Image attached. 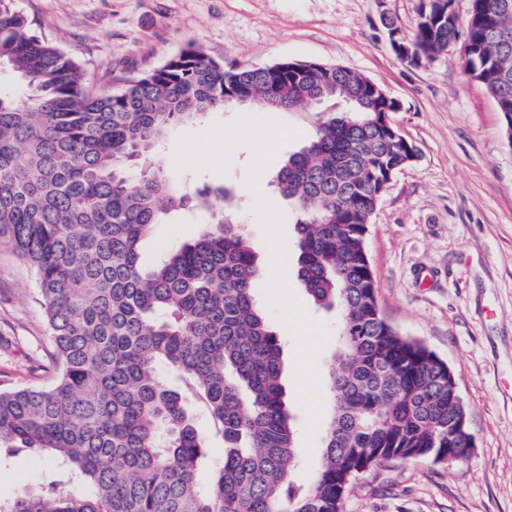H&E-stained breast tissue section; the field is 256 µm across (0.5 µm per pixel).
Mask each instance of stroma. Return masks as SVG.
<instances>
[{
	"label": "stroma",
	"instance_id": "stroma-1",
	"mask_svg": "<svg viewBox=\"0 0 512 512\" xmlns=\"http://www.w3.org/2000/svg\"><path fill=\"white\" fill-rule=\"evenodd\" d=\"M421 0H13L33 34L82 63L90 88L162 66L188 44L225 67L283 59L351 68L400 103L391 119L418 158L395 176L367 239L379 308L392 326L423 342L452 370L475 440L470 457L451 465L421 458L364 473L342 512H512V145L502 115L466 71L463 41L419 66L395 54L389 29L412 36ZM263 117L230 106L200 123L176 127L160 147L174 158L181 136ZM253 161L233 148L226 172L172 169L183 182L204 179L240 192L241 227L270 263L271 250L244 190ZM202 217L173 218L143 241L146 261L192 241ZM271 326L284 349L283 384L295 415L298 483L313 476L322 435L305 442L306 418L294 379L295 342ZM48 330L24 263L0 251V388L41 387L33 371ZM58 467L19 455L0 462V499L23 487L64 480Z\"/></svg>",
	"mask_w": 512,
	"mask_h": 512
}]
</instances>
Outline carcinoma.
I'll list each match as a JSON object with an SVG mask.
<instances>
[{
    "label": "carcinoma",
    "mask_w": 512,
    "mask_h": 512,
    "mask_svg": "<svg viewBox=\"0 0 512 512\" xmlns=\"http://www.w3.org/2000/svg\"><path fill=\"white\" fill-rule=\"evenodd\" d=\"M428 0L407 40L418 65L466 33L467 68L512 145V0ZM0 64L27 90L0 91V247L33 272L51 349L41 388L0 390V458L45 457L89 489L23 487L0 512H341L365 471L466 452L448 364L381 314L367 236L389 179L412 164L399 105L346 67L284 59L226 69L190 44L115 91L89 89L80 62L30 33L0 0ZM322 110L269 183L296 212L297 274L338 312L331 413L313 478L298 485L283 350L254 285L266 274L233 190L174 184L156 157L169 131L226 106ZM181 212L198 237L148 265L142 241ZM178 376L224 439L200 481L206 440Z\"/></svg>",
    "instance_id": "cac0c4a2"
}]
</instances>
